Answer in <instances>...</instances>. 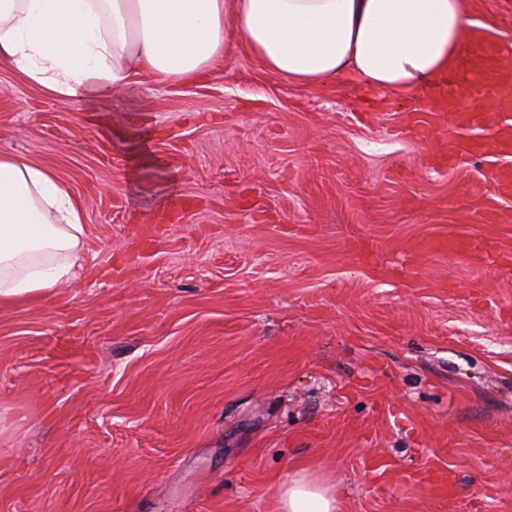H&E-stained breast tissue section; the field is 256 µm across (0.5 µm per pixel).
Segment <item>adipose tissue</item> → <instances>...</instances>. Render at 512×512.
<instances>
[{
	"mask_svg": "<svg viewBox=\"0 0 512 512\" xmlns=\"http://www.w3.org/2000/svg\"><path fill=\"white\" fill-rule=\"evenodd\" d=\"M466 0H0V63L91 103L135 78L205 73L226 26L259 64L314 86L356 73L372 91L416 92L455 64ZM81 204L49 170L0 154V302L70 282L83 255ZM279 512H336L331 486L283 483Z\"/></svg>",
	"mask_w": 512,
	"mask_h": 512,
	"instance_id": "adipose-tissue-1",
	"label": "adipose tissue"
}]
</instances>
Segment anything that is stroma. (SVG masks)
I'll list each match as a JSON object with an SVG mask.
<instances>
[{"label": "stroma", "instance_id": "stroma-1", "mask_svg": "<svg viewBox=\"0 0 512 512\" xmlns=\"http://www.w3.org/2000/svg\"><path fill=\"white\" fill-rule=\"evenodd\" d=\"M366 96L272 74L230 28L200 79L91 110L0 67V152L85 227L74 281L0 306V512H277L299 473L339 512H512V226L445 210L486 168L432 170L414 97ZM442 231L504 257L403 274ZM430 494L440 500H448L455 495V480L448 474L447 467L430 466L422 477Z\"/></svg>", "mask_w": 512, "mask_h": 512}]
</instances>
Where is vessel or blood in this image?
Instances as JSON below:
<instances>
[{
  "label": "vessel or blood",
  "mask_w": 512,
  "mask_h": 512,
  "mask_svg": "<svg viewBox=\"0 0 512 512\" xmlns=\"http://www.w3.org/2000/svg\"><path fill=\"white\" fill-rule=\"evenodd\" d=\"M481 97V111L472 110ZM421 105L408 114L402 135L424 141L434 135L447 138L448 147L430 159L433 168L452 169L475 158L491 174L472 180L463 198L450 199L449 209L463 221L512 224V47L474 29L459 66L449 70L439 86L420 93ZM444 253L484 262L493 261L498 245L489 238L455 239ZM423 480L430 494L441 501L455 494L447 468L425 469Z\"/></svg>",
  "instance_id": "vessel-or-blood-1"
}]
</instances>
